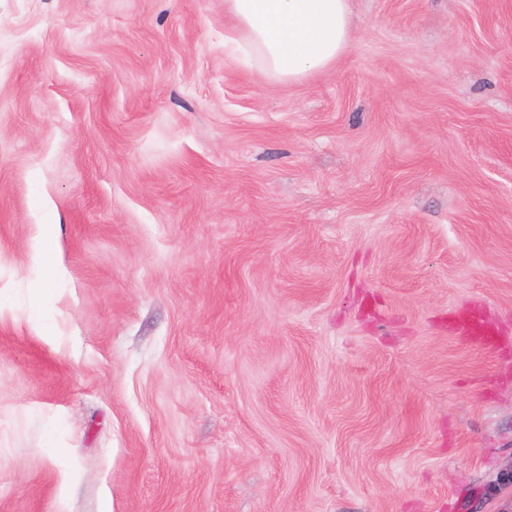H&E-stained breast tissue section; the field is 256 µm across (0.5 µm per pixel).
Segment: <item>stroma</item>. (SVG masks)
<instances>
[{
  "instance_id": "stroma-1",
  "label": "stroma",
  "mask_w": 512,
  "mask_h": 512,
  "mask_svg": "<svg viewBox=\"0 0 512 512\" xmlns=\"http://www.w3.org/2000/svg\"><path fill=\"white\" fill-rule=\"evenodd\" d=\"M351 7L0 0V512H512V0ZM350 0H224L234 37L262 79L297 82L320 74L353 39ZM38 226L40 227V244L35 259L50 273L53 269L56 225L40 224ZM454 330L458 337L466 342L479 343L485 347L493 346L496 342V332L480 318L461 320Z\"/></svg>"
}]
</instances>
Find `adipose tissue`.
I'll use <instances>...</instances> for the list:
<instances>
[{
  "instance_id": "1",
  "label": "adipose tissue",
  "mask_w": 512,
  "mask_h": 512,
  "mask_svg": "<svg viewBox=\"0 0 512 512\" xmlns=\"http://www.w3.org/2000/svg\"><path fill=\"white\" fill-rule=\"evenodd\" d=\"M230 42L263 79L297 82L322 73L352 39L349 0H224Z\"/></svg>"
}]
</instances>
